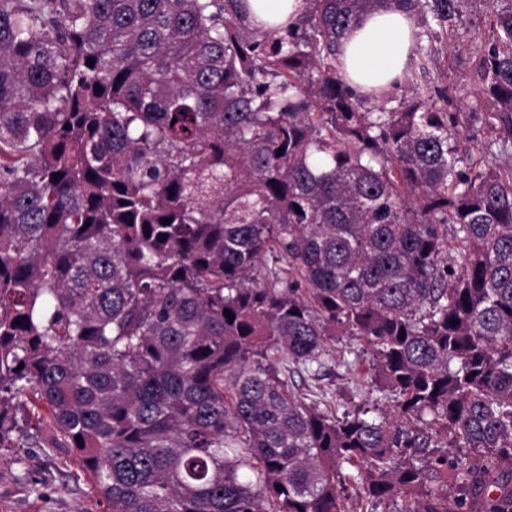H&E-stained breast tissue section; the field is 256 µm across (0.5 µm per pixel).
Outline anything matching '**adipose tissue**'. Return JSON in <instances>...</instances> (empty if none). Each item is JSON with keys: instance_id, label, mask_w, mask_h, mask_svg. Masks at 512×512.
<instances>
[{"instance_id": "1", "label": "adipose tissue", "mask_w": 512, "mask_h": 512, "mask_svg": "<svg viewBox=\"0 0 512 512\" xmlns=\"http://www.w3.org/2000/svg\"><path fill=\"white\" fill-rule=\"evenodd\" d=\"M418 27L413 16L381 8L365 15L340 39V62L362 93L390 92L408 62Z\"/></svg>"}]
</instances>
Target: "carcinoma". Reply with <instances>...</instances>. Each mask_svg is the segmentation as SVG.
Listing matches in <instances>:
<instances>
[{"label": "carcinoma", "instance_id": "1", "mask_svg": "<svg viewBox=\"0 0 512 512\" xmlns=\"http://www.w3.org/2000/svg\"><path fill=\"white\" fill-rule=\"evenodd\" d=\"M304 2L0 0V448L106 512H512V0L476 148L413 79L473 0ZM383 7L393 108L338 65ZM356 342L372 406L294 391ZM252 17L269 24H291L304 12V0H246Z\"/></svg>", "mask_w": 512, "mask_h": 512}]
</instances>
